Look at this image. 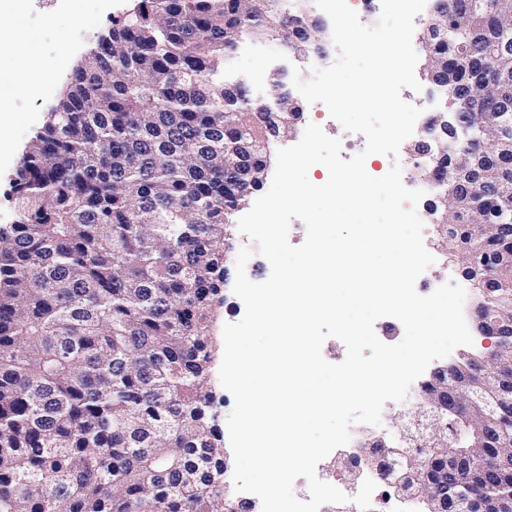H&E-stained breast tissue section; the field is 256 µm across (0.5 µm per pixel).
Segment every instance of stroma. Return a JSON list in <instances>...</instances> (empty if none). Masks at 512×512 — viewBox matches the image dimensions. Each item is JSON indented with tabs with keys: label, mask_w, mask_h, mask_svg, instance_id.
Wrapping results in <instances>:
<instances>
[{
	"label": "stroma",
	"mask_w": 512,
	"mask_h": 512,
	"mask_svg": "<svg viewBox=\"0 0 512 512\" xmlns=\"http://www.w3.org/2000/svg\"><path fill=\"white\" fill-rule=\"evenodd\" d=\"M127 4L128 0H27L24 25L35 35L36 49L26 63L33 66L46 60L54 61L57 79L51 92L14 96V120L7 129L0 131V224L11 223L14 218L11 180L31 137L43 125L47 112L57 104L77 64L98 39L107 34L113 21L125 12ZM282 51L283 47L277 41L261 42L256 52L238 46L225 63L224 74L246 79L251 82L255 93L266 94L269 82L277 72L274 61ZM300 107L302 119L288 137V144L298 143L307 125L313 123L329 137L339 139L341 144L353 146L358 152L364 149V136L346 131L330 117L324 104L304 101ZM414 186L424 192L417 212L423 222L424 245L435 258L434 264L419 277L418 282L435 289L451 280L461 281L460 272L449 263L445 250L434 239L433 226L426 211L434 191L419 180Z\"/></svg>",
	"instance_id": "obj_1"
}]
</instances>
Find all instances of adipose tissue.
<instances>
[{
    "label": "adipose tissue",
    "mask_w": 512,
    "mask_h": 512,
    "mask_svg": "<svg viewBox=\"0 0 512 512\" xmlns=\"http://www.w3.org/2000/svg\"><path fill=\"white\" fill-rule=\"evenodd\" d=\"M25 5V0H0V30L7 28L13 34L12 40L0 41V70L7 69L14 73L11 82L0 85V129L8 125L9 102L16 93L54 81L53 64L44 63L31 69L18 63L19 54H34L36 46L35 36L22 26Z\"/></svg>",
    "instance_id": "ef3b65f1"
}]
</instances>
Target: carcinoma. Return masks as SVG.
<instances>
[{"label":"carcinoma","instance_id":"carcinoma-1","mask_svg":"<svg viewBox=\"0 0 512 512\" xmlns=\"http://www.w3.org/2000/svg\"><path fill=\"white\" fill-rule=\"evenodd\" d=\"M308 0H138L112 22L34 134L0 225V512H226L224 443L208 390L211 325L233 214L259 190L276 114L296 110L224 78L247 38L280 39L276 16ZM315 21L291 48L325 39ZM430 74L448 111L495 147L512 113V0H444L426 25ZM484 168L499 192H465L452 163ZM433 200L438 244L459 267L490 241L512 253V156L475 157L459 140ZM486 311L512 305V265L471 279ZM460 358L448 430L472 463L512 452V398L468 422ZM492 361L489 385L512 387ZM512 479H490L492 497Z\"/></svg>","mask_w":512,"mask_h":512}]
</instances>
